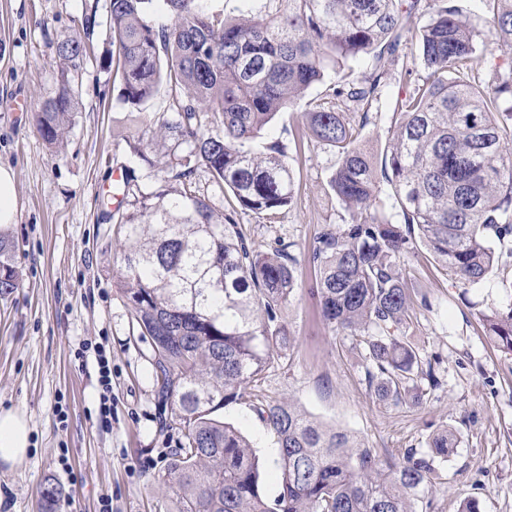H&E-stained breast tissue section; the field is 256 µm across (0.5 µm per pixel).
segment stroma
Segmentation results:
<instances>
[{"mask_svg":"<svg viewBox=\"0 0 512 512\" xmlns=\"http://www.w3.org/2000/svg\"><path fill=\"white\" fill-rule=\"evenodd\" d=\"M85 0H0V165L14 176L17 222L1 233L20 273V286L0 296V408L25 412L32 452L20 466L0 463V512H99L104 495L112 512H171L172 494L155 477L174 448L177 430L161 431L148 343L133 333L129 307L113 281L122 255L112 239L113 211L102 194L114 169L134 170L142 190L156 179L131 156L125 136L143 133L172 109L165 89L143 110L118 100L107 62L112 45L104 26L86 31ZM91 39L94 52L79 71L63 75L59 42ZM390 84L369 112L349 107L344 117L362 125L360 144L382 156L397 100L415 76L389 69ZM69 79L78 102L61 145L48 147L35 114ZM22 112L8 111L14 98ZM288 148L296 196L291 208L270 217L238 212L241 232L256 248L290 247L300 261V286L278 312L292 346L258 386L222 415L245 433L264 465L268 496L279 489L277 448L254 410L257 400L290 398L323 423L356 435L381 458L408 448L425 450L432 433L455 432L458 442L439 466L430 512H458L476 497L485 512H512V353L498 349L482 316L512 301L503 282L512 266L495 265L488 278L464 288L422 244L403 259L412 293L405 338L434 360L437 385L418 381L419 407L378 401L365 381L358 337L333 334L312 294L316 271L307 261L319 232L338 228L348 213L329 187L335 148L304 131L299 112L281 114L253 145ZM112 355V425L98 421L94 352ZM72 468L63 470L59 459ZM57 489L55 505L42 492Z\"/></svg>","mask_w":512,"mask_h":512,"instance_id":"35a3bbf8","label":"stroma"}]
</instances>
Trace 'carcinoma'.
I'll use <instances>...</instances> for the list:
<instances>
[{
    "label": "carcinoma",
    "mask_w": 512,
    "mask_h": 512,
    "mask_svg": "<svg viewBox=\"0 0 512 512\" xmlns=\"http://www.w3.org/2000/svg\"><path fill=\"white\" fill-rule=\"evenodd\" d=\"M204 2L109 0L106 20L125 106L139 111L165 87L180 91L149 138L128 141L161 176L145 192L127 173L116 219L124 266L114 286L149 344L157 401L181 434L158 479L174 495L173 512H420L431 506L436 461L456 447L453 431L392 462L290 400L256 406L282 471L277 495L266 496L251 441L221 410L289 345L277 311L298 288V260L280 248L256 251L232 213L196 194L192 176L207 172L242 211L291 208L284 147L256 153L250 143L279 113L297 111L312 86H326L331 105L301 113L302 124L337 149L329 185L350 220L316 238L315 294L329 329L360 338L375 397L417 406L410 382L436 377L404 341L411 289L401 257L416 234L459 284L472 286L498 261L493 240L512 237V60L489 59L461 0H259L235 17ZM471 2L492 13L499 42L512 46V0ZM410 36L416 54L406 52ZM56 53L73 71L86 57L73 39ZM387 60L408 76L420 66L424 76L396 102L377 163L342 109L381 100ZM356 64L369 67L361 79ZM75 112L64 79L36 113L43 141L58 145ZM17 287L0 240V295ZM483 321L511 353L512 302Z\"/></svg>",
    "instance_id": "1"
}]
</instances>
